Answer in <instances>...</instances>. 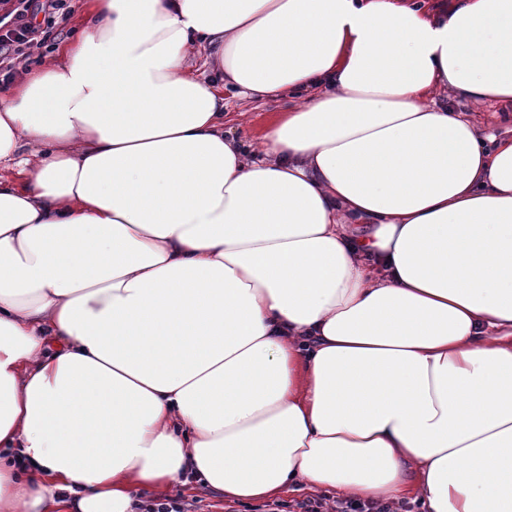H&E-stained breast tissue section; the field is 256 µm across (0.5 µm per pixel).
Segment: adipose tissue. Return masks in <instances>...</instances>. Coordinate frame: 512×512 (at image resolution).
<instances>
[{
	"label": "adipose tissue",
	"mask_w": 512,
	"mask_h": 512,
	"mask_svg": "<svg viewBox=\"0 0 512 512\" xmlns=\"http://www.w3.org/2000/svg\"><path fill=\"white\" fill-rule=\"evenodd\" d=\"M442 91L512 104V0H85L0 95V512H512V138ZM234 112H243L241 124L230 123L225 126V131L242 136L254 138L262 126L269 120L273 112H281L285 103L281 100L271 99L267 101H256L250 97H241L234 102ZM133 495L136 502L137 500L139 502L148 501L134 509L137 512L138 509L141 512H185L189 510H191L190 512H268L264 511L268 509L264 505L277 502L288 503L293 499L301 500L295 503V506L299 509L298 512H421L417 510L422 507L420 503L412 505L408 503L396 504L384 500L367 503L356 502L340 496L335 490H314L303 486L293 487L274 498L243 502L224 499L223 496L200 484H191L181 495L183 502L188 504L186 506L188 510L185 509V504L179 498L165 499L167 502L157 501L162 499L139 489H135ZM318 495H327L330 498ZM315 496L318 497L315 498ZM330 499H334L332 504L329 503Z\"/></svg>",
	"instance_id": "adipose-tissue-1"
}]
</instances>
